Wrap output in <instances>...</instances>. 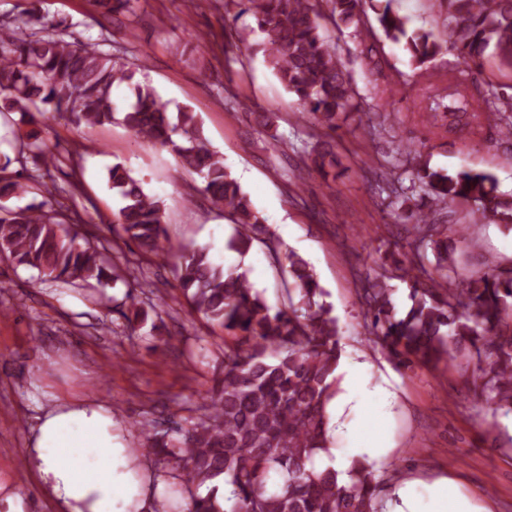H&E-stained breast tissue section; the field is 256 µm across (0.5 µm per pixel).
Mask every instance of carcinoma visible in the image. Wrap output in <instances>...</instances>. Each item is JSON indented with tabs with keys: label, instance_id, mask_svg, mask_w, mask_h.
<instances>
[{
	"label": "carcinoma",
	"instance_id": "carcinoma-1",
	"mask_svg": "<svg viewBox=\"0 0 512 512\" xmlns=\"http://www.w3.org/2000/svg\"><path fill=\"white\" fill-rule=\"evenodd\" d=\"M376 21L384 37L404 43L411 66L426 69L443 51L482 73L494 56L512 70V0H442L444 31H409L406 17L383 0ZM264 35L265 62L297 98L304 113L325 129V138L304 146L307 170L328 174L341 165L333 140L339 121L362 111L352 76L336 41L322 34L330 18L338 30L357 27L367 0H246ZM101 15L133 9V0H94ZM42 17L24 10L0 19V112H18L34 128L19 137L18 154H32L35 173L27 181L0 178V257L37 270L63 285L105 288L125 278L120 256L104 254L82 235L79 225L59 216L57 188L40 182V171L65 164L47 144L49 121L75 128L118 123L134 137L169 149L182 168L201 179V192L224 209L234 226L230 248L246 254L259 241L275 261L288 262L281 300L270 306L253 288L243 267L215 265L204 248L167 246L162 201L147 193L120 163L108 170L118 201L113 223L140 249L155 256L174 253L178 285L191 311L224 328V370L203 397L200 415L185 423L169 419L138 423L151 452L170 468L173 481L154 496L150 512H180L177 493L187 495L186 512H382V492L395 473L378 474L355 464L348 481L339 472L315 467L329 451L328 406L339 392V319L323 301L325 291L314 268L301 255L281 254L266 219L224 156L207 140L197 114L185 106L172 111L155 89L139 80L145 62L127 63L101 50L97 42L42 35ZM125 86L128 101L118 106L115 89ZM429 111L454 119L491 118L512 136V103L477 109L465 92L448 103L433 101ZM404 165L409 184L395 179L388 207L412 236L409 251H385V261L357 289L369 340L400 366L465 358L474 362L475 393L512 412V268L488 269L457 281L459 257L480 247L470 224H437L431 214L456 200L474 205L481 220L512 231V193L499 189L495 175L433 168L418 148H401L393 168ZM41 183L47 199L19 210L7 203ZM392 279L409 283L410 305L398 313ZM132 314L121 312L127 327L161 317L163 305L141 307L126 295ZM230 495L218 500V482Z\"/></svg>",
	"mask_w": 512,
	"mask_h": 512
}]
</instances>
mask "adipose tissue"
<instances>
[{
	"label": "adipose tissue",
	"mask_w": 512,
	"mask_h": 512,
	"mask_svg": "<svg viewBox=\"0 0 512 512\" xmlns=\"http://www.w3.org/2000/svg\"><path fill=\"white\" fill-rule=\"evenodd\" d=\"M339 373L342 391L328 408L329 418L335 423L344 413L358 411L362 426L349 436L342 455L320 454L316 464L344 474L353 463H370L390 452L382 422L365 408L369 399L384 401L390 393L371 386L364 363L346 360ZM113 427L111 412L94 399H64L44 409L24 454L43 493L60 512H119L118 502L133 490L132 462ZM413 486L407 478L397 484L398 502L391 512H489L473 505L454 479L435 480L426 507L416 500Z\"/></svg>",
	"instance_id": "obj_1"
}]
</instances>
